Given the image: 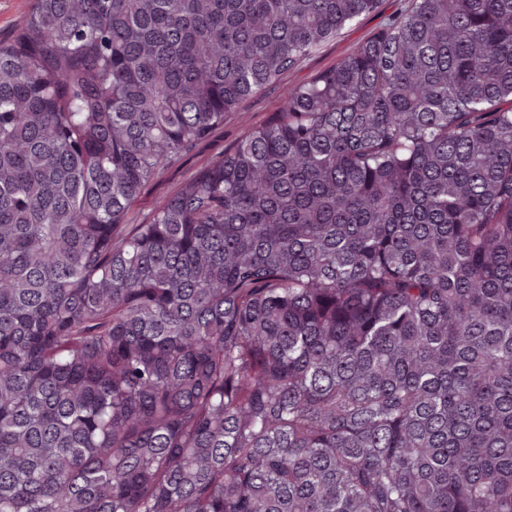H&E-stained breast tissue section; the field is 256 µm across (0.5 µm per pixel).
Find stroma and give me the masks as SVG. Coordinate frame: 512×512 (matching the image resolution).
Listing matches in <instances>:
<instances>
[{"mask_svg": "<svg viewBox=\"0 0 512 512\" xmlns=\"http://www.w3.org/2000/svg\"><path fill=\"white\" fill-rule=\"evenodd\" d=\"M404 0H383L378 12L362 17L346 28L335 40L288 71L276 85L245 101L236 112L224 118V128L212 139L202 143L187 158L168 169L149 186L132 206L130 218H138L159 206L172 191L197 170L223 154L225 148L240 139L248 130L269 119L281 106L286 88L310 80L318 72L336 64L364 40L383 26L386 18L400 8Z\"/></svg>", "mask_w": 512, "mask_h": 512, "instance_id": "obj_1", "label": "stroma"}]
</instances>
